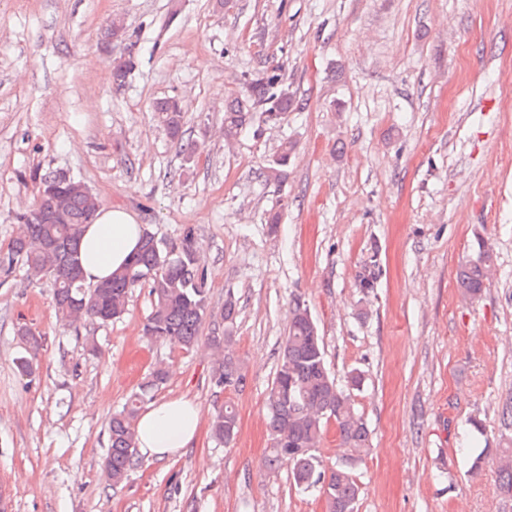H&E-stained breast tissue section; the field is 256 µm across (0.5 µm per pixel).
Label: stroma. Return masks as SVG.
I'll return each mask as SVG.
<instances>
[{"label": "stroma", "mask_w": 512, "mask_h": 512, "mask_svg": "<svg viewBox=\"0 0 512 512\" xmlns=\"http://www.w3.org/2000/svg\"><path fill=\"white\" fill-rule=\"evenodd\" d=\"M115 16L141 30L121 87L102 76L124 53L101 36ZM276 65L302 111L225 142V104ZM171 97L190 161L153 110ZM284 141L285 175L266 179ZM37 170L81 179L168 244L193 237L212 315L185 350L144 336L149 286L120 319L69 327L49 279L20 262L0 275V512H325L288 464L264 466L298 300L370 431L358 512H512L493 453L512 438V0H0V252ZM482 242L494 268L472 302L457 272ZM230 293L236 391L215 385L211 342ZM21 325L42 337L29 376ZM159 367L155 399H193L198 438L139 455L112 488L109 421ZM227 403L238 433L223 444L211 419Z\"/></svg>", "instance_id": "obj_1"}]
</instances>
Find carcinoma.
Returning a JSON list of instances; mask_svg holds the SVG:
<instances>
[{"label":"carcinoma","instance_id":"1","mask_svg":"<svg viewBox=\"0 0 512 512\" xmlns=\"http://www.w3.org/2000/svg\"><path fill=\"white\" fill-rule=\"evenodd\" d=\"M121 20L112 21L104 29V37L118 38L125 43L127 55L120 58L112 79L123 85L133 69V49L140 41V28H128L117 34ZM298 109L293 94L286 86L279 66L260 70L248 78V95L235 99L224 108V138L235 139L244 128L258 119L267 125L278 124L284 116ZM153 111L172 139L183 140V116L179 102L165 98L155 102ZM292 147L284 145L266 170V176L280 179L288 167ZM35 203L18 216L21 234L12 242L7 254L0 255V273L8 274L18 261H23L30 278H47L53 287L57 319L73 326L90 319L108 323L126 311L134 289L149 284L153 295L152 310L144 325V334L171 341L184 349L197 345L199 333L209 315L205 276L196 262L192 237L185 238L181 247L169 248L155 236L146 233L131 261L112 272V276L95 285L85 283L78 252V242L86 225L93 222L99 209L95 195L78 178L62 171L35 172ZM491 247L479 244L476 257L461 266L457 284L463 297L474 301L481 297L488 274ZM237 300L227 294L224 300V332L214 340L229 344L237 317ZM22 337L31 354L16 360L24 375L32 373L34 351L40 346V336L21 327ZM216 381L239 389L246 375L232 358L215 370ZM165 382V373L157 370L151 379L132 393L123 409L112 416L109 425V452L103 471L112 487L123 485L136 464L137 438L134 419L151 392ZM265 418L272 444L264 465L272 470L286 459L292 464L293 483L307 491L317 490L325 498L326 512H357L359 485L349 466L337 465L325 475L319 470L315 455L329 421L336 422L339 438L356 457L369 451L370 432L350 396L337 384L328 367L325 347L312 314L301 301H296L288 335L277 351L275 377L265 397ZM213 436L226 443L237 432L235 408L227 405L211 419ZM500 488L506 497L512 496V452L499 456Z\"/></svg>","mask_w":512,"mask_h":512}]
</instances>
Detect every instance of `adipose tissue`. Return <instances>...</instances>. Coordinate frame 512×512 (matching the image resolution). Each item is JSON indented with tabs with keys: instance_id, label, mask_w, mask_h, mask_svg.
I'll list each match as a JSON object with an SVG mask.
<instances>
[{
	"instance_id": "obj_1",
	"label": "adipose tissue",
	"mask_w": 512,
	"mask_h": 512,
	"mask_svg": "<svg viewBox=\"0 0 512 512\" xmlns=\"http://www.w3.org/2000/svg\"><path fill=\"white\" fill-rule=\"evenodd\" d=\"M142 234V226L125 209H99L79 242L86 282H101L123 267L137 251ZM200 422V408L192 399L168 398L150 404L135 424L138 446L159 460L172 457L193 444Z\"/></svg>"
}]
</instances>
